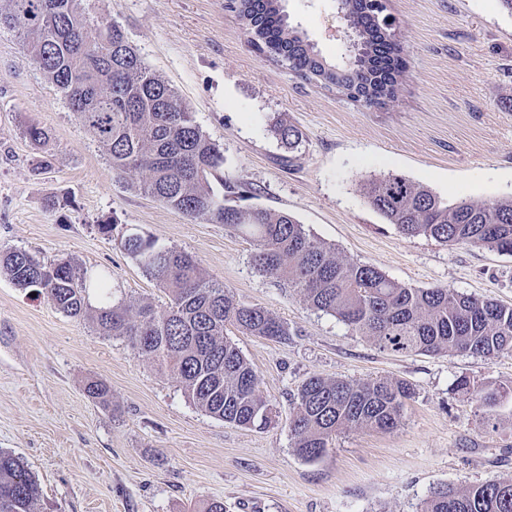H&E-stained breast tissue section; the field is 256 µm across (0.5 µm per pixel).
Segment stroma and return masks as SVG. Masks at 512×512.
Returning a JSON list of instances; mask_svg holds the SVG:
<instances>
[{
    "instance_id": "obj_1",
    "label": "stroma",
    "mask_w": 512,
    "mask_h": 512,
    "mask_svg": "<svg viewBox=\"0 0 512 512\" xmlns=\"http://www.w3.org/2000/svg\"><path fill=\"white\" fill-rule=\"evenodd\" d=\"M82 5L94 21L121 25L178 90L223 150L225 179L255 189L257 205L290 213L345 259L408 286L512 305V255L406 237L361 191L395 173L451 204L512 198V16L499 0H386L409 68L395 99L371 108L261 56L224 0ZM286 9L324 56L344 57L336 0H286ZM33 121L48 133L43 146L23 134ZM281 121L300 131L297 150L275 135ZM140 179L113 175L15 32L0 30V253L106 271L113 304L162 310L167 292L120 246L127 234L150 237L192 255L290 332L276 342L226 329L273 409L264 429H242L197 408L125 338L0 274V450L36 476L37 512H199L210 499L224 512H419L433 486L512 475V353L380 351L258 273L250 239L142 194ZM54 196L67 206L50 210ZM112 217L116 230L100 233L98 220ZM462 375L502 390L493 411L454 391ZM312 376L404 380L414 396L396 429H343L308 462L288 422ZM92 380L107 385L108 403L88 396Z\"/></svg>"
}]
</instances>
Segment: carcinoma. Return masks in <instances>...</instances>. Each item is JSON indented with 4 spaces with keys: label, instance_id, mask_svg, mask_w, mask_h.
I'll return each instance as SVG.
<instances>
[{
    "label": "carcinoma",
    "instance_id": "cac0c4a2",
    "mask_svg": "<svg viewBox=\"0 0 512 512\" xmlns=\"http://www.w3.org/2000/svg\"><path fill=\"white\" fill-rule=\"evenodd\" d=\"M82 0H0V29L16 31L43 74L60 92L81 127L122 177L149 176L138 190L195 219L244 233L254 241L256 270L298 289L314 309L336 317L387 353H461L492 360L512 351V306L448 288H412L378 268L339 257L307 234L286 212L228 200L254 197L251 188L224 181V155L195 123L176 89L148 67L122 28L102 22L90 35ZM350 16L353 54L335 64L288 23L282 0H230L252 43L264 56L288 64L300 77L372 106L395 97L402 73L400 44L381 23L374 0H338ZM274 132L290 149L301 133L279 123ZM35 146L48 134L32 122L24 129ZM369 204L407 237L444 245H481L512 255V200L448 205L399 174L364 185ZM120 245L146 275L167 290L170 303L157 312L113 305L108 275L79 273L69 261L47 265L23 250L0 256V268L19 288L47 296L63 314L91 319L107 336H123L151 356L162 374L175 377L208 415L241 428H264L271 408L258 389L252 364L224 337L233 326L253 336L285 340L288 328L270 311L238 300L207 278L184 251L129 234ZM102 298L90 303L89 289ZM455 388L478 407L495 405L501 391L469 376ZM413 389L385 378L350 381L309 377L300 387L289 430L294 449L313 462L339 430L397 427ZM36 477L20 458L0 450V512H34ZM421 512H512V478L465 488H430Z\"/></svg>",
    "mask_w": 512,
    "mask_h": 512
}]
</instances>
